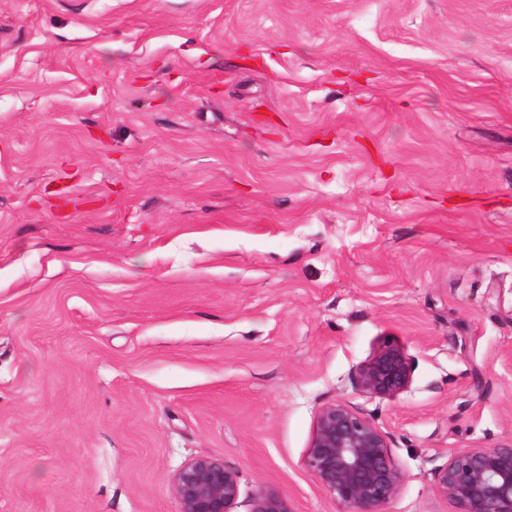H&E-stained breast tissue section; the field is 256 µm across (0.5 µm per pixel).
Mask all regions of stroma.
<instances>
[{"mask_svg":"<svg viewBox=\"0 0 512 512\" xmlns=\"http://www.w3.org/2000/svg\"><path fill=\"white\" fill-rule=\"evenodd\" d=\"M339 400L386 512L512 438V0H0V512H179L204 455L338 512ZM352 382L371 396L395 399L409 389L412 368L402 348L386 345L354 369ZM305 465L340 512H384L405 481L387 435L344 401L319 411Z\"/></svg>","mask_w":512,"mask_h":512,"instance_id":"stroma-1","label":"stroma"}]
</instances>
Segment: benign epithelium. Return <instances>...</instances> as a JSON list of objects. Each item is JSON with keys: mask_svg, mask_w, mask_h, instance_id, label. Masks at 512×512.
Here are the masks:
<instances>
[{"mask_svg": "<svg viewBox=\"0 0 512 512\" xmlns=\"http://www.w3.org/2000/svg\"><path fill=\"white\" fill-rule=\"evenodd\" d=\"M353 385L374 397L395 399L412 382L402 348L378 349L352 374ZM305 465L341 512H384L405 474L387 435L367 414L344 401L318 413ZM437 491L454 512H512V440L484 448H456L433 469ZM179 512H234L240 494L237 472L215 455L187 462L173 478ZM251 512H291L279 494L260 490Z\"/></svg>", "mask_w": 512, "mask_h": 512, "instance_id": "1", "label": "benign epithelium"}]
</instances>
